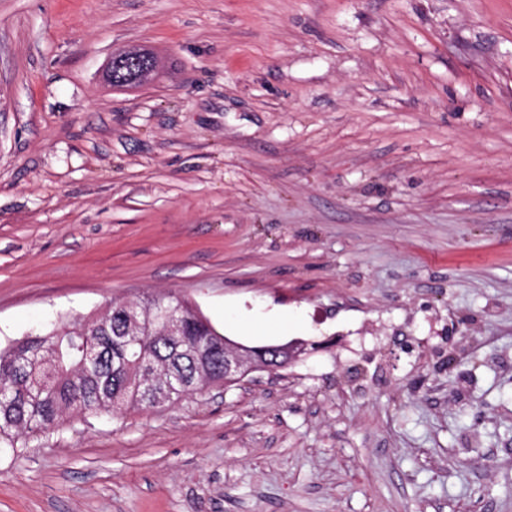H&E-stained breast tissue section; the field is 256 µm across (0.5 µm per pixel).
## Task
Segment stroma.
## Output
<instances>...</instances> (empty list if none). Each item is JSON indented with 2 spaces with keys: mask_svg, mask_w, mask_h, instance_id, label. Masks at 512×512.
Listing matches in <instances>:
<instances>
[{
  "mask_svg": "<svg viewBox=\"0 0 512 512\" xmlns=\"http://www.w3.org/2000/svg\"><path fill=\"white\" fill-rule=\"evenodd\" d=\"M168 292L313 350L66 417L0 512H512V0H0V349Z\"/></svg>",
  "mask_w": 512,
  "mask_h": 512,
  "instance_id": "35a3bbf8",
  "label": "stroma"
}]
</instances>
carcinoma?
<instances>
[{
	"label": "carcinoma",
	"mask_w": 512,
	"mask_h": 512,
	"mask_svg": "<svg viewBox=\"0 0 512 512\" xmlns=\"http://www.w3.org/2000/svg\"><path fill=\"white\" fill-rule=\"evenodd\" d=\"M154 301H114L96 318L62 317L44 332L0 350V389L13 395L0 407V453L15 451L21 441L57 426L69 413L116 414L144 408L131 394L149 360L155 362V376L171 382V400L186 397L178 381L199 377L188 354L192 343L210 340L212 369H220L224 335L186 298L175 337L166 338L167 328L158 322L159 340L146 351L125 343V337L138 335L127 312L133 309L140 315Z\"/></svg>",
	"instance_id": "cac0c4a2"
}]
</instances>
